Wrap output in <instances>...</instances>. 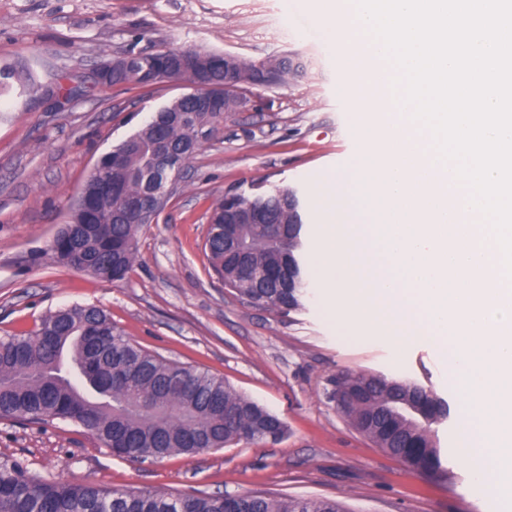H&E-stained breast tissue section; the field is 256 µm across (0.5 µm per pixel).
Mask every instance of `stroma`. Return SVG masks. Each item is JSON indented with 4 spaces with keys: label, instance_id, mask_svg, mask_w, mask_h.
I'll return each mask as SVG.
<instances>
[{
    "label": "stroma",
    "instance_id": "1",
    "mask_svg": "<svg viewBox=\"0 0 512 512\" xmlns=\"http://www.w3.org/2000/svg\"><path fill=\"white\" fill-rule=\"evenodd\" d=\"M312 7L311 0H0V69L23 67L43 83L83 84L90 70L131 48L254 62L295 53L308 64L306 75L261 91L210 133L177 192L144 226L132 271L116 283L33 258L67 222L97 160L188 85L93 89L61 110L17 87L0 99V337L33 331L61 308L96 306L141 346L223 375L287 425L276 442L138 462L113 455L76 424L0 420V456L73 484L132 492L325 498L347 512H512V493L484 500L472 492L460 393L429 344L397 347L374 327L333 318L327 293L312 285L290 312L249 305L210 269L211 204L255 185L297 190L303 262L312 269L322 244L318 190L360 152L352 76L333 46L291 27ZM359 372L414 382L448 404V418L431 426L443 474L412 470L327 399L330 379Z\"/></svg>",
    "mask_w": 512,
    "mask_h": 512
}]
</instances>
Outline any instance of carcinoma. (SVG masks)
I'll use <instances>...</instances> for the list:
<instances>
[{"instance_id":"1","label":"carcinoma","mask_w":512,"mask_h":512,"mask_svg":"<svg viewBox=\"0 0 512 512\" xmlns=\"http://www.w3.org/2000/svg\"><path fill=\"white\" fill-rule=\"evenodd\" d=\"M208 84L198 94L212 96L208 112H196L179 96L159 109L143 128L96 163L62 225L36 261L76 267L107 281L126 278L137 259L145 221L121 219V197H137L150 212L147 177L159 155L182 149V161L196 153L190 146L196 125L215 128L229 111L224 74L229 62L220 53L199 59ZM273 83L295 78L288 58L269 65ZM24 89L41 96L79 94L56 79L35 82L22 70L13 74ZM108 86H141L137 71H122ZM289 186L270 194L254 192L247 200L262 205L272 223H229L224 200L210 216L205 250L224 286L246 300L291 311L301 306L306 281L300 264L303 249L301 206L288 208ZM329 400L338 402L352 424L379 447L410 467L437 473L440 451L430 426L447 416V406L409 381L356 373L330 381ZM0 419L32 423L53 420L78 424L117 457L162 460L238 444L283 437L286 427L274 414L236 392L224 377L170 361L131 340L95 306H75L45 315L27 333L0 337ZM0 512H348L321 498L265 493L223 496L197 492H128L74 485L49 478L14 458H0Z\"/></svg>"}]
</instances>
